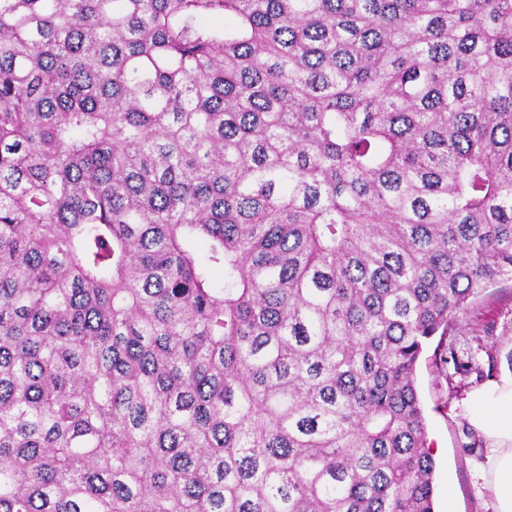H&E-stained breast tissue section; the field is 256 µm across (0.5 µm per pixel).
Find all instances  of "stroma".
<instances>
[{
    "mask_svg": "<svg viewBox=\"0 0 512 512\" xmlns=\"http://www.w3.org/2000/svg\"><path fill=\"white\" fill-rule=\"evenodd\" d=\"M512 376V280L485 288L460 311L439 350L416 370L427 440L436 463L434 512H492L493 493L476 479L489 437L474 423L472 399ZM455 502H448V491Z\"/></svg>",
    "mask_w": 512,
    "mask_h": 512,
    "instance_id": "stroma-1",
    "label": "stroma"
}]
</instances>
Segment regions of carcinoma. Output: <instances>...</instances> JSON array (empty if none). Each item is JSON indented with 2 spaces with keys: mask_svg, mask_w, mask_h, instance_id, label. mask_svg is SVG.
I'll list each match as a JSON object with an SVG mask.
<instances>
[{
  "mask_svg": "<svg viewBox=\"0 0 512 512\" xmlns=\"http://www.w3.org/2000/svg\"><path fill=\"white\" fill-rule=\"evenodd\" d=\"M509 279L512 0H0V512H433Z\"/></svg>",
  "mask_w": 512,
  "mask_h": 512,
  "instance_id": "1",
  "label": "carcinoma"
}]
</instances>
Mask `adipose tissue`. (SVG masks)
Instances as JSON below:
<instances>
[{"mask_svg": "<svg viewBox=\"0 0 512 512\" xmlns=\"http://www.w3.org/2000/svg\"><path fill=\"white\" fill-rule=\"evenodd\" d=\"M473 419L491 440L477 477L492 486L496 512H512V379L476 395Z\"/></svg>", "mask_w": 512, "mask_h": 512, "instance_id": "adipose-tissue-1", "label": "adipose tissue"}]
</instances>
